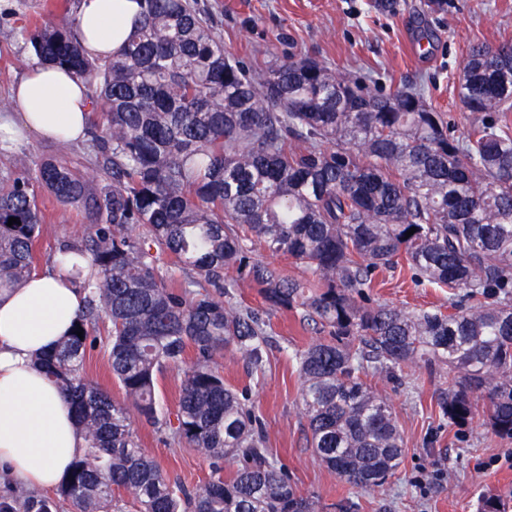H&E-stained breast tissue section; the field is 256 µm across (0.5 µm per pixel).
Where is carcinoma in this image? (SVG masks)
Instances as JSON below:
<instances>
[{"label": "carcinoma", "instance_id": "carcinoma-1", "mask_svg": "<svg viewBox=\"0 0 512 512\" xmlns=\"http://www.w3.org/2000/svg\"><path fill=\"white\" fill-rule=\"evenodd\" d=\"M136 2L143 11L107 58L89 56L71 22L21 32L32 59L86 81L104 185L90 193L68 164L22 156L0 171V289L36 271V188L93 223L60 247L85 293L82 314L37 359L85 448L53 494L0 498V512H126L129 500L136 512H317L266 448L248 389L224 383L216 364L228 352L263 367L264 323L233 302L243 281L328 330L294 353L301 410L313 454L352 487L383 485L406 447L363 379L369 369L445 365L448 423L479 414L512 440V42L469 45L458 96L474 118L460 133L422 93L384 92L311 58L276 60L257 81L230 60L198 0ZM255 243L311 278L253 259ZM163 253L189 270L183 281L159 266ZM397 267L447 288L448 312L370 302L377 273ZM99 345L138 418L209 461L203 486L167 479L128 407L84 376ZM168 370L181 376L173 412L157 395ZM226 459L237 464L229 476ZM511 508L487 494L478 512Z\"/></svg>", "mask_w": 512, "mask_h": 512}]
</instances>
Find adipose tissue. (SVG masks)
Wrapping results in <instances>:
<instances>
[{
	"instance_id": "adipose-tissue-1",
	"label": "adipose tissue",
	"mask_w": 512,
	"mask_h": 512,
	"mask_svg": "<svg viewBox=\"0 0 512 512\" xmlns=\"http://www.w3.org/2000/svg\"><path fill=\"white\" fill-rule=\"evenodd\" d=\"M139 7L134 0H81L75 26L87 54L119 48ZM87 85L75 74L31 63L13 87V110L0 115V135L80 141L88 128ZM84 292L55 259L51 271L0 290V471L29 486L52 488L84 440L54 382L36 363L67 336Z\"/></svg>"
}]
</instances>
